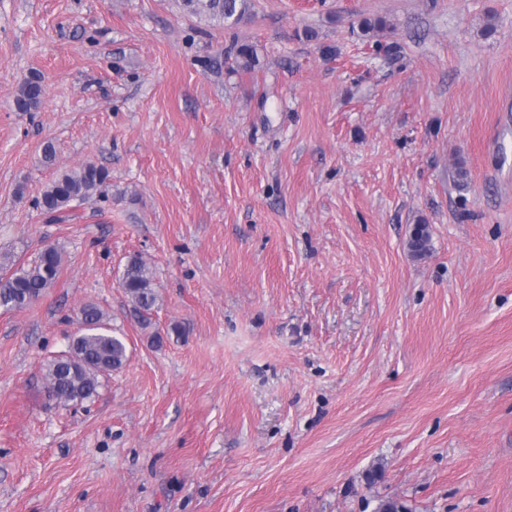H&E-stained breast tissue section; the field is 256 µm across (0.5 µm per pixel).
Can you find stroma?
Instances as JSON below:
<instances>
[{"label": "stroma", "mask_w": 512, "mask_h": 512, "mask_svg": "<svg viewBox=\"0 0 512 512\" xmlns=\"http://www.w3.org/2000/svg\"><path fill=\"white\" fill-rule=\"evenodd\" d=\"M246 5L0 0V254L63 253L0 310V512H512V0ZM88 162L75 219L34 207ZM87 304L129 358L64 407ZM181 5L189 14L205 16L212 20L226 23L230 19L238 21L242 16V9L238 2L244 0H181ZM44 88L38 75H30L18 86L15 105L20 112H34L41 104ZM120 286L132 302L133 310L145 327L150 325L151 311L158 302V293L154 284L152 267L139 255H132L126 260L119 275Z\"/></svg>", "instance_id": "stroma-1"}]
</instances>
